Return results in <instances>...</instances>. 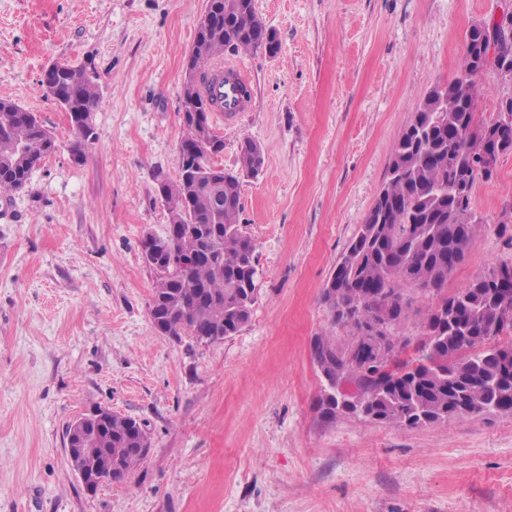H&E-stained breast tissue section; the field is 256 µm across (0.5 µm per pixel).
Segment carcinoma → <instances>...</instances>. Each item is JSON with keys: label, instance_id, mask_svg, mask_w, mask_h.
I'll use <instances>...</instances> for the list:
<instances>
[{"label": "carcinoma", "instance_id": "cac0c4a2", "mask_svg": "<svg viewBox=\"0 0 512 512\" xmlns=\"http://www.w3.org/2000/svg\"><path fill=\"white\" fill-rule=\"evenodd\" d=\"M207 13L210 21L199 25L190 57L201 47L211 62L226 50L271 51L259 17L241 0H208ZM481 27L494 44L495 62L480 63L486 47L476 39L466 44L457 76L425 95L395 146L382 197L332 270L339 288H322L332 326L346 335L315 336L312 362L331 381V399L342 395V384H356L371 421L416 428L486 414L512 416V365L499 359L503 350L495 344L512 332V305L501 306L498 289L488 283L499 271L512 292V264L494 266L448 292V276L465 261L485 223L474 202L476 184L493 177L482 169L484 150L512 153V93L498 98L492 118L477 112L478 79L485 70L512 85V27L490 19L472 25ZM77 71L69 64L48 68L41 85L56 87L76 137L72 151L81 156L94 139L86 119L100 91L91 77L75 79ZM183 125L180 152L190 163L178 169L177 180L159 173L156 181L170 215L167 234L195 260L185 267H154L159 277L150 320H164L169 336H231L248 323L259 299L255 247L237 217L240 179L259 176L261 147L244 138L239 171L226 172L211 162L224 141L211 132L202 142L210 113L201 111L197 123ZM55 148L35 113L0 99V195L25 188L34 166ZM410 290L428 295L430 304L417 356L402 360L399 350L408 340H400L399 329L410 316ZM90 447L110 450L113 481L119 482L145 458L150 441L133 418L114 413L103 429L90 433Z\"/></svg>", "mask_w": 512, "mask_h": 512}]
</instances>
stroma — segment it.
I'll return each instance as SVG.
<instances>
[{
    "label": "stroma",
    "instance_id": "stroma-1",
    "mask_svg": "<svg viewBox=\"0 0 512 512\" xmlns=\"http://www.w3.org/2000/svg\"><path fill=\"white\" fill-rule=\"evenodd\" d=\"M512 0H254L280 52L225 53L247 111L212 113L215 165L263 149L241 182L260 297L214 343L158 333L145 233L169 223L156 174L178 176L186 61L207 0H0V99L56 141L0 197V512H512V416L418 428L322 417L311 341L332 333L321 290L384 184L425 94L457 75L471 26ZM91 65L95 139L75 157L68 114L41 85ZM485 223L449 290L512 262L494 226L512 154L474 188ZM150 448L125 481L84 490L65 433L97 408Z\"/></svg>",
    "mask_w": 512,
    "mask_h": 512
}]
</instances>
